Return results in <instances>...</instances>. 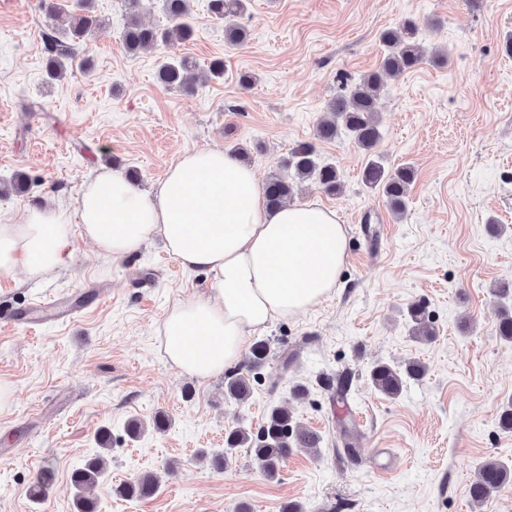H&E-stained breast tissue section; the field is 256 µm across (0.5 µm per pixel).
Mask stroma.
I'll return each mask as SVG.
<instances>
[{"mask_svg": "<svg viewBox=\"0 0 512 512\" xmlns=\"http://www.w3.org/2000/svg\"><path fill=\"white\" fill-rule=\"evenodd\" d=\"M67 0H0V216L37 203L74 204L97 168L161 180L183 152H246L260 179L298 143L312 139L342 80L377 70L379 33L402 19L422 27L447 65L425 60L388 79L379 99L386 165L412 166L407 212L361 180L364 157L347 139L318 145L344 183L332 198L302 184L293 199L336 211L347 257L334 292L304 315L279 319L246 337L269 355L243 404L224 399V378L201 380L172 367L162 324L175 300L206 292L153 241L115 261L74 238L55 275L23 285L0 281V381L14 398L0 410V512H74L71 476L95 452L107 471L87 491L101 512H512V488L474 503L481 462H512V432L498 416L512 402V345L495 331L501 282H512V0H249L240 22L248 40L224 41L223 23L192 0L191 39L138 54L122 42L125 0H92L101 25L75 45L65 77L44 81L41 36L48 7ZM173 54L207 68L223 58V78L194 93L158 83ZM253 77L241 86L239 73ZM28 177L15 192V174ZM503 225L490 234L489 221ZM376 230L367 238L364 225ZM56 295L84 296L80 322L14 324L11 312ZM420 303L436 332L409 334L407 309ZM417 360L427 373L388 399L368 384L377 360ZM348 377L346 398L336 381ZM304 385L307 395L293 399ZM274 404L321 437L319 454L295 451L275 478L247 452L223 469L200 461L224 445L226 430L259 428ZM164 413V431L137 438L128 420ZM394 460L377 473L376 451ZM151 473L152 496L120 499L113 485ZM44 481L35 500L30 487Z\"/></svg>", "mask_w": 512, "mask_h": 512, "instance_id": "35a3bbf8", "label": "stroma"}]
</instances>
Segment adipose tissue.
<instances>
[{"label": "adipose tissue", "instance_id": "adipose-tissue-1", "mask_svg": "<svg viewBox=\"0 0 512 512\" xmlns=\"http://www.w3.org/2000/svg\"><path fill=\"white\" fill-rule=\"evenodd\" d=\"M77 233L115 260L157 238L185 270L209 274L207 292L172 304L162 326L171 365L202 379L239 362L244 336L329 296L346 254L334 211L269 208L255 170L219 147L184 152L148 190L121 170L98 171L73 213L28 208L0 224V280L52 274Z\"/></svg>", "mask_w": 512, "mask_h": 512}]
</instances>
